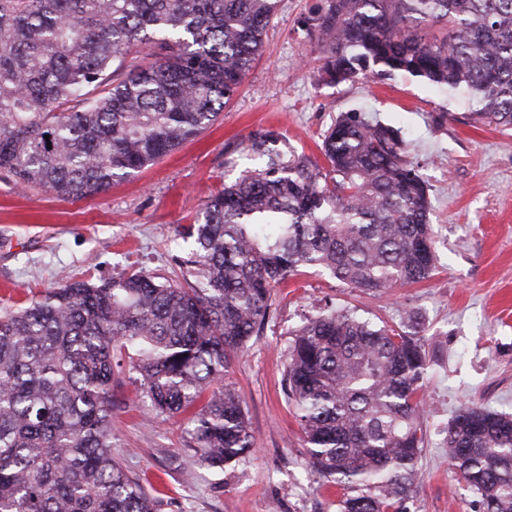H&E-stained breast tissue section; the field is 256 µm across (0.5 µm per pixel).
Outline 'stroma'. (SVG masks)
Masks as SVG:
<instances>
[{
  "mask_svg": "<svg viewBox=\"0 0 512 512\" xmlns=\"http://www.w3.org/2000/svg\"><path fill=\"white\" fill-rule=\"evenodd\" d=\"M321 0H279L261 55L221 118L192 141L105 192L65 201L0 174V310L74 280L143 270L177 278L176 247L224 185L227 146L260 128L320 159L339 113L363 108L400 127L407 158L428 180L436 268L423 282L373 296L306 271L275 289L267 322L233 358L255 450L215 469L184 449L187 420L158 421L124 372L114 390L112 454L158 500V512H337L336 484L309 481L304 433L288 402L289 333L324 302L400 327L420 319L429 372L424 447L402 512H480L448 461L443 428L463 403L512 414V129L475 119L459 95L398 77L382 83L320 81V52L300 27Z\"/></svg>",
  "mask_w": 512,
  "mask_h": 512,
  "instance_id": "obj_1",
  "label": "stroma"
}]
</instances>
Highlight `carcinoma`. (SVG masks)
Listing matches in <instances>:
<instances>
[{"label": "carcinoma", "mask_w": 512, "mask_h": 512, "mask_svg": "<svg viewBox=\"0 0 512 512\" xmlns=\"http://www.w3.org/2000/svg\"><path fill=\"white\" fill-rule=\"evenodd\" d=\"M278 0H0V171L78 200L216 121L260 54ZM329 84L411 77L463 93L512 127V0H324L301 22ZM157 49L144 64L136 44ZM318 162L270 129L226 148L238 170L211 197L183 280L144 272L68 282L0 313V512H156L112 457L114 353L133 352L146 409L193 411L186 447L221 467L252 454L225 382L273 289L302 269L375 295L435 269L428 185L401 130L355 109ZM285 384L310 476L339 512H401L422 451L420 326L325 306L289 332ZM448 460L483 512H512V415L466 404Z\"/></svg>", "instance_id": "obj_1"}]
</instances>
